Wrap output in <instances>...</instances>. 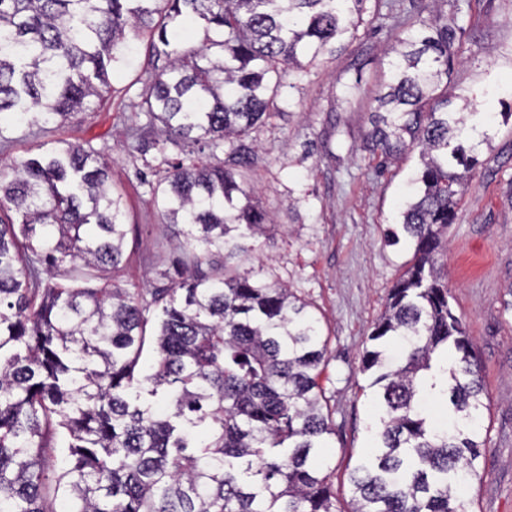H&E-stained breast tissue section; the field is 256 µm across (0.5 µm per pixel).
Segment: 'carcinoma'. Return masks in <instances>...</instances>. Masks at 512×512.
<instances>
[{
    "instance_id": "carcinoma-1",
    "label": "carcinoma",
    "mask_w": 512,
    "mask_h": 512,
    "mask_svg": "<svg viewBox=\"0 0 512 512\" xmlns=\"http://www.w3.org/2000/svg\"><path fill=\"white\" fill-rule=\"evenodd\" d=\"M364 3L0 0V116L17 124L97 111L126 31L150 33L148 78L128 104L147 122L127 137L183 155L153 201L185 228L182 278L149 301L115 282H55L67 265L122 262L110 159L89 144H39L0 164V512H336L327 341L307 303L241 268L269 223L244 183L257 160L250 131L284 76L352 36ZM196 21L206 34L189 45L181 32ZM462 32L421 12L395 22L396 58L375 95L371 148L400 152L408 135L423 167L398 222L414 263L361 356L380 427L349 474L350 512H467L462 494L479 476L483 367L436 266L458 168L477 163L465 143L488 140L467 117L494 122L468 98L448 111ZM445 352L441 430L421 400ZM59 435L60 467L48 454Z\"/></svg>"
}]
</instances>
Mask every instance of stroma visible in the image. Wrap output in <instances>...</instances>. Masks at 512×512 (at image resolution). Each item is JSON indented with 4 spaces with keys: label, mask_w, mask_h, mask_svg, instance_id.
Returning <instances> with one entry per match:
<instances>
[{
    "label": "stroma",
    "mask_w": 512,
    "mask_h": 512,
    "mask_svg": "<svg viewBox=\"0 0 512 512\" xmlns=\"http://www.w3.org/2000/svg\"><path fill=\"white\" fill-rule=\"evenodd\" d=\"M405 19L422 0H366L364 21L346 49L292 69L277 96V114L258 124L260 145L251 174L258 206L276 228L256 236L263 275L288 286L309 305L328 340L321 375L336 433L325 469L336 505L351 507L350 470L367 452L374 405L360 371L363 344L388 291L411 265L408 241L392 244L409 179L420 167L418 152L388 157L370 151L374 97L388 70L387 30L373 28L378 4ZM445 19L461 15L466 29L454 47L448 98L478 99L494 113L512 104V0H439ZM146 39L136 40L114 67L104 106L38 127L0 124L8 142L0 161L23 157L47 142L91 144L109 154L112 186L121 194L127 246L116 281L125 288H159L178 277L180 227L163 223L152 204L153 189L180 155L130 147L128 126L146 118L128 107L140 92ZM477 149L438 259L448 279L449 303L472 337L484 366L490 404L483 427L488 439L480 478L465 493L471 512H512V121L490 131Z\"/></svg>",
    "instance_id": "stroma-1"
}]
</instances>
